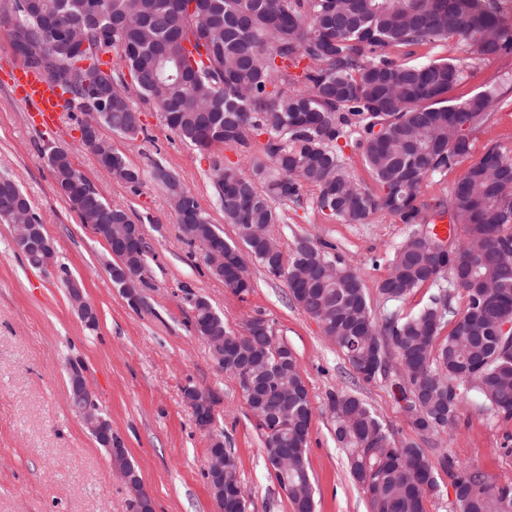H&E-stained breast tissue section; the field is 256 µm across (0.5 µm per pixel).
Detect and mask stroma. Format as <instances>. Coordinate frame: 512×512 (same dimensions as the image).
Instances as JSON below:
<instances>
[{"mask_svg":"<svg viewBox=\"0 0 512 512\" xmlns=\"http://www.w3.org/2000/svg\"><path fill=\"white\" fill-rule=\"evenodd\" d=\"M100 68L122 77L139 112L143 134L131 141L102 128L115 152L140 172L131 185L102 168L80 144L82 112H61L41 130L28 120L25 104L6 85L22 60L12 47L10 27L0 24V173L13 176L40 216L60 262L83 283L97 309L96 327H86L73 311L68 288L57 273L31 267L13 243L10 226L0 224V512H134L132 495L113 469L110 455L68 404L70 366L82 368L87 385L112 435L138 467L153 512H216L207 480L209 436L200 431L183 390L194 386L217 397L215 430L222 433L239 463L248 512H292L268 470L264 437L235 379L214 361L208 342L193 331L188 295L206 298L227 330L242 332L247 319L266 318L280 342L295 354L313 407L308 469L316 512H367L345 455L336 445L329 395L354 391L376 412L392 436L432 447L414 429L390 391L393 371L370 383H352L348 359L323 335L319 324L289 298L284 280L268 277L245 257L251 292L235 295L205 267L199 248L183 241L179 219L154 166L176 172L191 189L209 221L236 239L224 221L212 180L214 163L249 170L247 156L213 146L199 152L182 142L160 114L143 100L128 69L115 53L100 54ZM496 86L500 99L483 126L467 134L470 150L450 169L430 177L419 197L422 215L438 219L431 206L448 198L457 181L489 147L512 156V56L472 61L451 91L463 100ZM64 147L72 161L106 200L128 211L141 225L152 260L142 294L145 306L129 307L109 275L114 258L107 244L81 223L57 191L47 164L49 148ZM318 191L303 189L299 201L275 202L280 221L271 232L283 251L306 235L335 245L359 269L376 319L419 311L434 292L432 283L400 300H388L378 285L389 271L408 225L376 213L363 224H344L323 214ZM441 446L459 463L480 469L496 484L512 485V419L487 412L476 394L460 403L457 422Z\"/></svg>","mask_w":512,"mask_h":512,"instance_id":"1","label":"stroma"}]
</instances>
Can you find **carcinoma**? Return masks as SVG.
Masks as SVG:
<instances>
[{"label":"carcinoma","instance_id":"1","mask_svg":"<svg viewBox=\"0 0 512 512\" xmlns=\"http://www.w3.org/2000/svg\"><path fill=\"white\" fill-rule=\"evenodd\" d=\"M16 19L26 39L64 65L76 66L68 42L54 29L67 25L91 40L103 39L128 68L140 93L152 103L182 142L207 151L217 144L247 150L252 138L268 135L262 156L252 157L251 173L216 163L215 188L224 220L251 235L241 245L228 242L178 175L158 166L155 178L174 209L199 212L200 222L181 224L187 244L211 245L227 252L244 247L274 278L284 279L293 301L315 319L348 358L358 378L370 383L361 365L377 360L387 367L394 353L392 393L406 402L403 411L425 434L446 432L455 423L461 401L472 391L486 410L512 418V341L498 339L493 328L512 323V157L490 147L459 179L451 195L433 207L450 214L465 231L452 245L471 267L440 268L432 251L413 230L397 248L379 294L398 300L415 288L439 287L415 314L378 323L357 269L328 243L299 238L304 260L290 252L287 262L269 256L271 226L279 215L271 200L295 199L305 186L318 189V207L345 224H363L384 212L403 224H422L418 197L426 180L467 154V132L481 127L498 100L485 89L454 103L448 93L461 82L464 58L427 63L396 60L398 46H441L456 40L474 59L512 54V18L500 0H17ZM308 64L300 74L289 68ZM89 71L104 78L112 108L93 113L82 90L71 88L70 104L99 124L134 140L143 131L139 112L112 76L95 64ZM378 133H373L374 128ZM360 133L362 158L381 192L374 194L345 172L339 140ZM59 193L75 208L80 203L72 181L101 208L103 235L131 224L128 212L108 203L84 175L73 169L70 150L48 155ZM120 179L135 184L140 172L112 153L108 164ZM0 223L39 224L30 200L16 181L0 175ZM148 246L137 242L109 269L120 285L121 266L148 267ZM464 292L462 311L453 291ZM193 329L199 336L224 338V353L238 354L242 335L224 327L203 297H192ZM452 324L439 339L443 324ZM251 367L255 380L269 366L284 362L275 380L283 392L279 411L288 415V438L273 446L264 435L279 486L294 491L293 512H315L308 472L307 441L313 409L297 358L288 346L270 352L271 342L251 318ZM335 438L347 452L349 473L362 489L369 512H427L438 488L428 450L390 436L366 402L341 391L330 396ZM457 512H512V487L499 486L484 473L442 453ZM242 482L233 452L224 450V486L240 492Z\"/></svg>","mask_w":512,"mask_h":512}]
</instances>
